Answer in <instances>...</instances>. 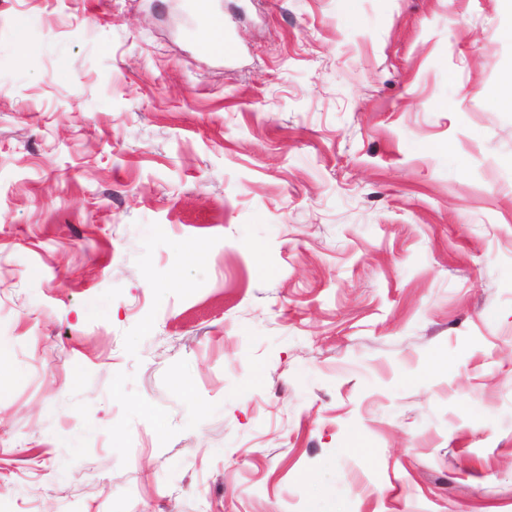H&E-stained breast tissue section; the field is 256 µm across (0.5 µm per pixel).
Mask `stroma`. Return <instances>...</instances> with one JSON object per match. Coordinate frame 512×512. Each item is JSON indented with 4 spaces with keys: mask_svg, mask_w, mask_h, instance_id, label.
<instances>
[{
    "mask_svg": "<svg viewBox=\"0 0 512 512\" xmlns=\"http://www.w3.org/2000/svg\"><path fill=\"white\" fill-rule=\"evenodd\" d=\"M216 2L0 0V512H512V13ZM193 13L200 19L208 30H223L224 39L222 43H215L210 37L200 40L197 44L199 53L208 56L231 58L236 55L238 47L235 40L224 23V16L215 6L213 0L191 1Z\"/></svg>",
    "mask_w": 512,
    "mask_h": 512,
    "instance_id": "stroma-1",
    "label": "stroma"
}]
</instances>
